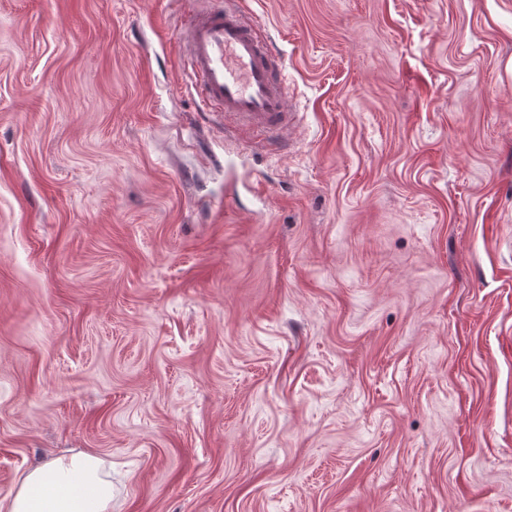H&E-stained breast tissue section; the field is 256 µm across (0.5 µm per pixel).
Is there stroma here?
<instances>
[{
    "label": "stroma",
    "mask_w": 512,
    "mask_h": 512,
    "mask_svg": "<svg viewBox=\"0 0 512 512\" xmlns=\"http://www.w3.org/2000/svg\"><path fill=\"white\" fill-rule=\"evenodd\" d=\"M298 119L191 95L207 0H0V497L512 512V0H241ZM112 464L91 453L59 456L24 473L1 512H110Z\"/></svg>",
    "instance_id": "obj_1"
}]
</instances>
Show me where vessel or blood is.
<instances>
[{
    "label": "vessel or blood",
    "instance_id": "b4317fda",
    "mask_svg": "<svg viewBox=\"0 0 512 512\" xmlns=\"http://www.w3.org/2000/svg\"><path fill=\"white\" fill-rule=\"evenodd\" d=\"M182 43L201 111L234 120L253 149L289 130L288 84L274 47L235 0L193 13Z\"/></svg>",
    "mask_w": 512,
    "mask_h": 512
}]
</instances>
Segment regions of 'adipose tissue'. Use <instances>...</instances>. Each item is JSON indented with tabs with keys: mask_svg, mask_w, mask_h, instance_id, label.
I'll use <instances>...</instances> for the list:
<instances>
[{
	"mask_svg": "<svg viewBox=\"0 0 512 512\" xmlns=\"http://www.w3.org/2000/svg\"><path fill=\"white\" fill-rule=\"evenodd\" d=\"M112 469L91 453L59 456L24 473L0 512H111Z\"/></svg>",
	"mask_w": 512,
	"mask_h": 512,
	"instance_id": "ef3b65f1",
	"label": "adipose tissue"
}]
</instances>
